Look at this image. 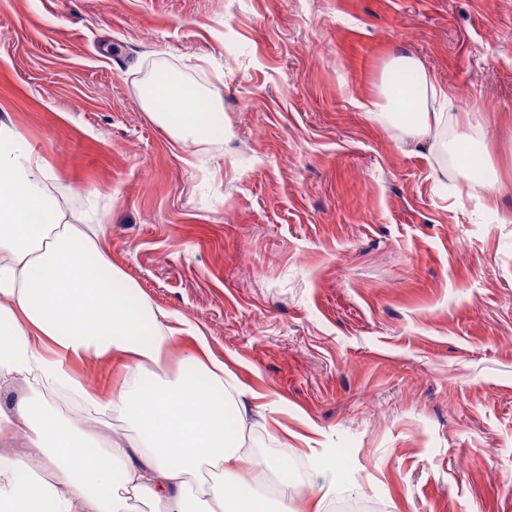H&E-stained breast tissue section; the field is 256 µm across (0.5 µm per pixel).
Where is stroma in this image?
Segmentation results:
<instances>
[{"label":"stroma","mask_w":512,"mask_h":512,"mask_svg":"<svg viewBox=\"0 0 512 512\" xmlns=\"http://www.w3.org/2000/svg\"><path fill=\"white\" fill-rule=\"evenodd\" d=\"M402 53L485 116L501 191L363 112ZM221 101L182 150L154 71ZM0 120L112 263L276 400L252 448L335 452L383 512H512V0H0Z\"/></svg>","instance_id":"stroma-1"}]
</instances>
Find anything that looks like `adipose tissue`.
<instances>
[{
  "instance_id": "adipose-tissue-1",
  "label": "adipose tissue",
  "mask_w": 512,
  "mask_h": 512,
  "mask_svg": "<svg viewBox=\"0 0 512 512\" xmlns=\"http://www.w3.org/2000/svg\"><path fill=\"white\" fill-rule=\"evenodd\" d=\"M392 66L416 80L384 83L363 104L369 114L397 113L417 139L445 120H475L436 110L448 94L419 61ZM142 99L176 145L218 132V102L177 73ZM186 339L200 378L152 372ZM89 359L118 364L110 394L77 372ZM18 386L24 398L0 405V512H132L135 499L149 512H288L268 486L291 485L292 458L260 457L243 442L252 412L269 407L263 395L241 387L196 325L154 305L112 264L102 225L70 205L46 160L0 121V393ZM49 393L73 406L70 418L48 411ZM116 418L134 438L110 436ZM22 435L32 447L14 451Z\"/></svg>"
}]
</instances>
